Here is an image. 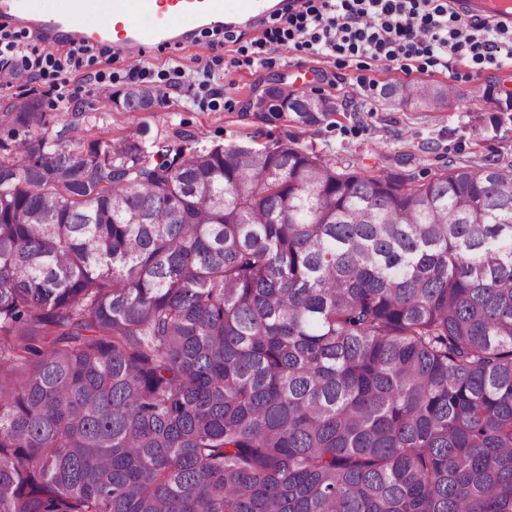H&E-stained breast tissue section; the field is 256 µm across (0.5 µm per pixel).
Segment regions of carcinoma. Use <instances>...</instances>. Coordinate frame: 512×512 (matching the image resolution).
Wrapping results in <instances>:
<instances>
[{"label": "carcinoma", "instance_id": "1", "mask_svg": "<svg viewBox=\"0 0 512 512\" xmlns=\"http://www.w3.org/2000/svg\"><path fill=\"white\" fill-rule=\"evenodd\" d=\"M272 97L258 120L338 112ZM3 116L0 512H512V164L148 162L78 108Z\"/></svg>", "mask_w": 512, "mask_h": 512}]
</instances>
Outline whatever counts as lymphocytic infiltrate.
I'll return each instance as SVG.
<instances>
[{
    "mask_svg": "<svg viewBox=\"0 0 512 512\" xmlns=\"http://www.w3.org/2000/svg\"><path fill=\"white\" fill-rule=\"evenodd\" d=\"M283 46L312 55L366 57L388 66L421 57L444 68L452 56L481 66L503 54L512 58V24L463 18L448 0H303L288 12L285 26L258 43L257 55ZM89 51L80 45L61 59L33 47L22 55L15 41L0 39V63L17 62L26 71L56 79L80 67Z\"/></svg>",
    "mask_w": 512,
    "mask_h": 512,
    "instance_id": "1",
    "label": "lymphocytic infiltrate"
}]
</instances>
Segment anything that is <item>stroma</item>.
<instances>
[{"instance_id": "obj_1", "label": "stroma", "mask_w": 512, "mask_h": 512, "mask_svg": "<svg viewBox=\"0 0 512 512\" xmlns=\"http://www.w3.org/2000/svg\"><path fill=\"white\" fill-rule=\"evenodd\" d=\"M263 33L258 26L228 41L223 26L210 25L200 28L189 45L152 48L132 60L95 47L93 58L61 81L0 75V112L27 94L40 100L50 121L60 122L79 104L86 114L85 141L124 139L138 144L149 158L168 148L200 153L228 145L260 148L293 137L340 167L374 171L406 156L409 170L423 180L450 160L498 156L512 161V120L493 125L480 100L490 85L512 91V60L479 71L460 57L449 58L444 68L419 60L403 69L364 58L345 63L283 46L269 62L259 64L249 56L252 42ZM207 65L215 72L208 91L193 81ZM134 66L145 68L143 86L159 94L151 111L121 112L110 99L131 87L129 70ZM101 80L108 92H98ZM273 82L291 91L346 99L353 108L314 127L263 123L247 107ZM395 82L450 86L456 99L448 109L436 111L413 99L385 97L384 85Z\"/></svg>"}]
</instances>
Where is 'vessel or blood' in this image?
Instances as JSON below:
<instances>
[{
    "instance_id": "b4317fda",
    "label": "vessel or blood",
    "mask_w": 512,
    "mask_h": 512,
    "mask_svg": "<svg viewBox=\"0 0 512 512\" xmlns=\"http://www.w3.org/2000/svg\"><path fill=\"white\" fill-rule=\"evenodd\" d=\"M287 5L288 0H72L66 14L49 5L34 15L22 0H0V20L46 45L64 38L105 42L133 57L152 45H185L204 25L251 27Z\"/></svg>"
}]
</instances>
